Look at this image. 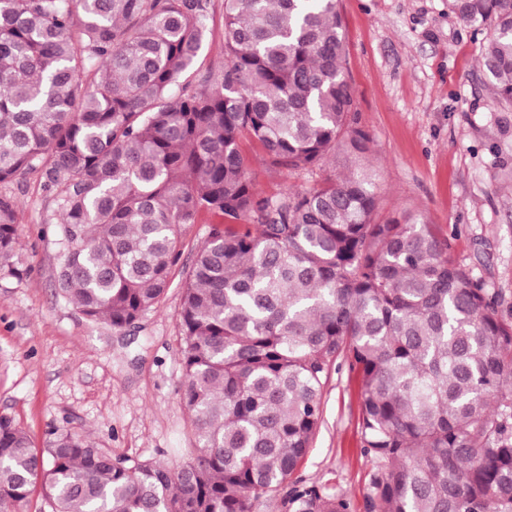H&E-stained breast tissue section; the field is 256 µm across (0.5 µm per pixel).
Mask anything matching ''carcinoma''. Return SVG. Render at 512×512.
Returning a JSON list of instances; mask_svg holds the SVG:
<instances>
[{"mask_svg":"<svg viewBox=\"0 0 512 512\" xmlns=\"http://www.w3.org/2000/svg\"><path fill=\"white\" fill-rule=\"evenodd\" d=\"M212 0H0V183L39 176L59 213L57 286L121 330L155 306L210 225L183 289L181 398L198 448L179 470L112 457L80 433L40 454L0 417V504L52 512H350L282 484L322 423L331 370L358 383L376 462L367 512H512V320L421 216L379 219L350 127L339 0H224V65L201 76ZM487 27L482 72L512 107V0H448ZM275 168L342 152L306 192L255 193L242 139ZM0 195V274L18 276Z\"/></svg>","mask_w":512,"mask_h":512,"instance_id":"1","label":"carcinoma"}]
</instances>
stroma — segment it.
<instances>
[{
    "label": "stroma",
    "mask_w": 512,
    "mask_h": 512,
    "mask_svg": "<svg viewBox=\"0 0 512 512\" xmlns=\"http://www.w3.org/2000/svg\"><path fill=\"white\" fill-rule=\"evenodd\" d=\"M348 44L351 119L366 132L383 216L422 215L448 256L512 312V109L497 103L480 66L481 37L448 12V0H340ZM242 152L261 195L304 192L351 165L336 155L313 170L269 165ZM17 202L21 277L0 275V416L36 448L55 434L88 435L112 457L171 469L196 447L181 398L183 288L211 217L181 228L182 256L169 287L131 326L88 320L57 290L55 207L37 175L0 184ZM323 421L291 483L341 491L365 512L374 463L361 447L357 386L332 370Z\"/></svg>",
    "instance_id": "stroma-1"
}]
</instances>
